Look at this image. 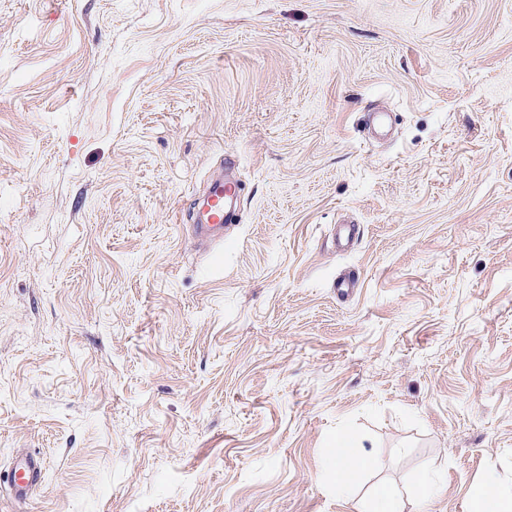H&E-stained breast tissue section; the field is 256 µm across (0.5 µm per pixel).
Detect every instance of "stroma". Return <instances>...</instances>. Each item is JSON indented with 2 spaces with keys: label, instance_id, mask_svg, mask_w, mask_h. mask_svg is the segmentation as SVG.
<instances>
[{
  "label": "stroma",
  "instance_id": "1",
  "mask_svg": "<svg viewBox=\"0 0 512 512\" xmlns=\"http://www.w3.org/2000/svg\"><path fill=\"white\" fill-rule=\"evenodd\" d=\"M230 158L214 250L186 225ZM340 429L382 467L339 499ZM22 450L0 512L512 480V0H0V473ZM42 467L39 458L33 454H25L23 458L15 464L8 475L7 485L15 495H21L32 487L37 486L41 481ZM5 492V496L15 500L13 493Z\"/></svg>",
  "mask_w": 512,
  "mask_h": 512
}]
</instances>
